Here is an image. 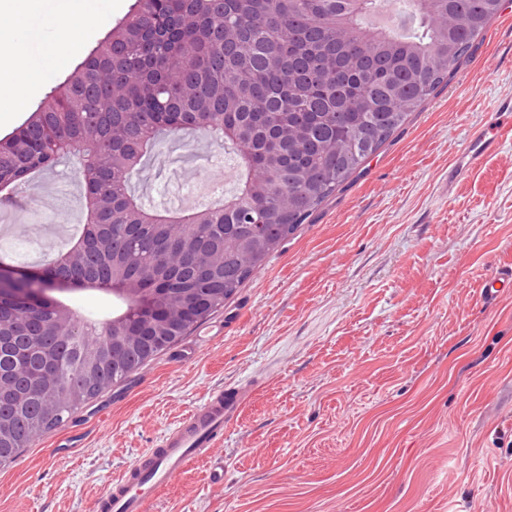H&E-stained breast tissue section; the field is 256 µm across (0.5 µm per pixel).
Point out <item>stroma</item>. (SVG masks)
<instances>
[{
  "label": "stroma",
  "mask_w": 512,
  "mask_h": 512,
  "mask_svg": "<svg viewBox=\"0 0 512 512\" xmlns=\"http://www.w3.org/2000/svg\"><path fill=\"white\" fill-rule=\"evenodd\" d=\"M81 62L135 0H103ZM512 98V0L469 62L224 307L0 467V512H95L141 453L222 386L245 390L214 456L152 512H512V136L456 184L448 170ZM236 162L199 134L167 141L138 190L160 210L231 191ZM82 220L73 170L0 203V250L50 262ZM213 456V457H214Z\"/></svg>",
  "instance_id": "stroma-1"
}]
</instances>
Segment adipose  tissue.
Wrapping results in <instances>:
<instances>
[{"mask_svg":"<svg viewBox=\"0 0 512 512\" xmlns=\"http://www.w3.org/2000/svg\"><path fill=\"white\" fill-rule=\"evenodd\" d=\"M40 0H0V112H18L28 95L51 79L68 56L72 43L94 18L95 0H66L46 20L60 28L62 39L40 41L32 21ZM40 43V60L31 62L28 44Z\"/></svg>","mask_w":512,"mask_h":512,"instance_id":"1","label":"adipose tissue"}]
</instances>
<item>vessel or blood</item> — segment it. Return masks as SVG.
Segmentation results:
<instances>
[{"mask_svg": "<svg viewBox=\"0 0 512 512\" xmlns=\"http://www.w3.org/2000/svg\"><path fill=\"white\" fill-rule=\"evenodd\" d=\"M511 135L512 99L506 98L497 103L489 123L472 133L448 172L449 181L475 169ZM242 404L243 393L239 388L209 392L200 405L161 437L157 447L139 455L113 480L108 491L98 498L96 512H150L161 488L181 475L193 459L212 454L224 437L225 425Z\"/></svg>", "mask_w": 512, "mask_h": 512, "instance_id": "1", "label": "vessel or blood"}]
</instances>
